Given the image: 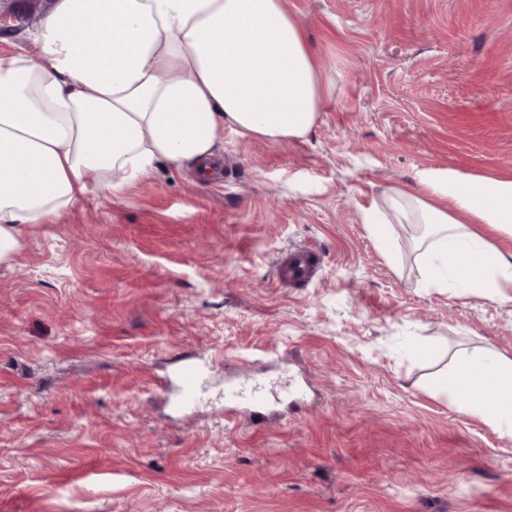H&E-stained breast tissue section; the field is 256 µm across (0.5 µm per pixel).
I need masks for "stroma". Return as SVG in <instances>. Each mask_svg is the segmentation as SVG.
I'll list each match as a JSON object with an SVG mask.
<instances>
[{
    "mask_svg": "<svg viewBox=\"0 0 512 512\" xmlns=\"http://www.w3.org/2000/svg\"><path fill=\"white\" fill-rule=\"evenodd\" d=\"M285 6L329 84L306 138L225 127L212 181L158 162L0 265V512H512V436L439 392L463 351L512 358V302L362 222L425 170L512 176V0ZM194 358L172 409L155 379ZM242 373L302 398L226 415ZM317 253L313 249H300L295 251L288 262L277 273L279 282L294 283L307 281L316 268Z\"/></svg>",
    "mask_w": 512,
    "mask_h": 512,
    "instance_id": "stroma-1",
    "label": "stroma"
}]
</instances>
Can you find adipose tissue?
I'll return each instance as SVG.
<instances>
[{
	"instance_id": "ef3b65f1",
	"label": "adipose tissue",
	"mask_w": 512,
	"mask_h": 512,
	"mask_svg": "<svg viewBox=\"0 0 512 512\" xmlns=\"http://www.w3.org/2000/svg\"><path fill=\"white\" fill-rule=\"evenodd\" d=\"M35 44L32 56L0 48V264L26 228L119 192L159 161L207 178L225 127L273 143L306 137L327 94L283 0H55ZM364 222L386 250L396 225L420 228L428 287L512 301V252L474 230L512 235V179L428 170L389 188ZM442 390L512 433V359L466 354Z\"/></svg>"
}]
</instances>
